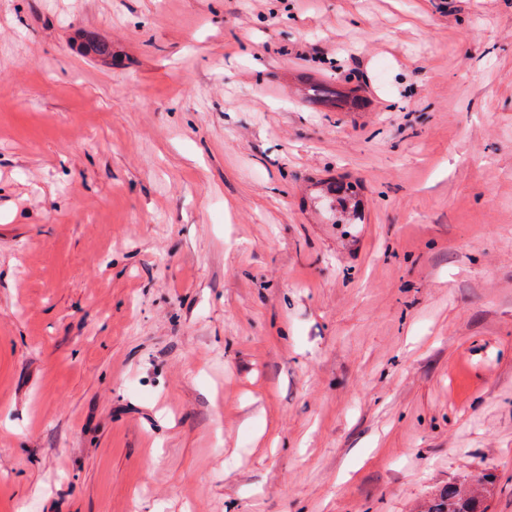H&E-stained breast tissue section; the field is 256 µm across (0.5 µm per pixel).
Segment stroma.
Masks as SVG:
<instances>
[{"instance_id":"35a3bbf8","label":"stroma","mask_w":512,"mask_h":512,"mask_svg":"<svg viewBox=\"0 0 512 512\" xmlns=\"http://www.w3.org/2000/svg\"><path fill=\"white\" fill-rule=\"evenodd\" d=\"M455 483L512 512V0H0V512Z\"/></svg>"}]
</instances>
